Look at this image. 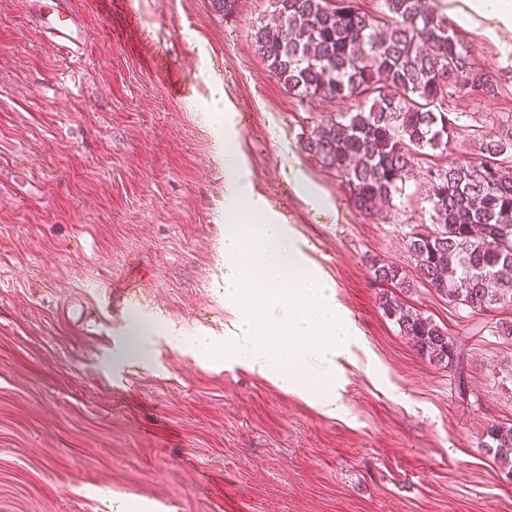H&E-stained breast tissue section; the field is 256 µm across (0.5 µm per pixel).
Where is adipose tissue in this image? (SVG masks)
Returning a JSON list of instances; mask_svg holds the SVG:
<instances>
[{
    "mask_svg": "<svg viewBox=\"0 0 512 512\" xmlns=\"http://www.w3.org/2000/svg\"><path fill=\"white\" fill-rule=\"evenodd\" d=\"M223 116L224 308L231 317L224 360L299 395L327 416L345 417L341 363L359 344L358 329L337 302L333 281L278 213L254 198L232 104H225ZM262 316L276 321L275 335L262 330ZM286 338L293 347L283 346Z\"/></svg>",
    "mask_w": 512,
    "mask_h": 512,
    "instance_id": "1",
    "label": "adipose tissue"
}]
</instances>
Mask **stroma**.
Returning a JSON list of instances; mask_svg holds the SVG:
<instances>
[{
    "mask_svg": "<svg viewBox=\"0 0 512 512\" xmlns=\"http://www.w3.org/2000/svg\"><path fill=\"white\" fill-rule=\"evenodd\" d=\"M439 5L497 89L450 97L447 150L367 215L303 146L356 102L302 101L269 73L253 33L270 0L223 17L211 0H82L78 60L39 32L36 0H0V512H112L111 493L154 512H512V475L482 446L512 424V336L496 329L512 306L448 302L406 248L433 228L430 172L481 162L512 122V31ZM174 80L187 97L169 95ZM222 93L255 191L312 244L370 353L345 366V418L192 351L229 321L224 157L205 117ZM292 164L322 204L289 181ZM376 262L402 269L403 302L447 330L459 368L385 317ZM72 302L91 327L61 321ZM140 318L152 345L124 356ZM172 323L178 348L161 333Z\"/></svg>",
    "mask_w": 512,
    "mask_h": 512,
    "instance_id": "obj_1",
    "label": "stroma"
}]
</instances>
